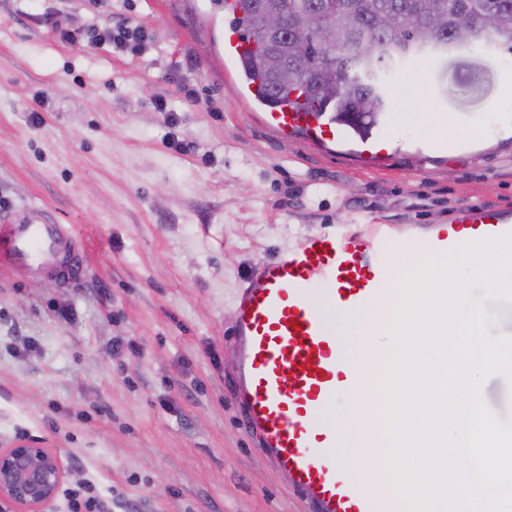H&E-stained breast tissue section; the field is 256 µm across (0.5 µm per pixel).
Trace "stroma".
I'll list each match as a JSON object with an SVG mask.
<instances>
[{
    "label": "stroma",
    "instance_id": "35a3bbf8",
    "mask_svg": "<svg viewBox=\"0 0 512 512\" xmlns=\"http://www.w3.org/2000/svg\"><path fill=\"white\" fill-rule=\"evenodd\" d=\"M53 9L75 28L129 20L149 45L61 40ZM228 22L224 0H0V215L71 225L83 254L68 283L0 269V448L60 455L52 512L84 482L111 512H311L233 398L239 288L310 234L386 224L404 240L466 204L512 210L507 49L408 63L391 122L318 143L241 100L218 53ZM426 115L480 136L425 159ZM368 136L383 152L362 153Z\"/></svg>",
    "mask_w": 512,
    "mask_h": 512
}]
</instances>
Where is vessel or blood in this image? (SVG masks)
<instances>
[{
  "instance_id": "vessel-or-blood-1",
  "label": "vessel or blood",
  "mask_w": 512,
  "mask_h": 512,
  "mask_svg": "<svg viewBox=\"0 0 512 512\" xmlns=\"http://www.w3.org/2000/svg\"><path fill=\"white\" fill-rule=\"evenodd\" d=\"M264 120L281 135L303 130L320 142L336 137L335 128L312 112L281 106ZM509 234L512 213L486 206L458 213L448 230L415 236L410 246L446 254L463 243ZM400 247L376 225L364 233L320 232L258 264L235 299L233 334L241 353L235 397L245 425L259 433L266 454L316 512H402L384 484L353 482L333 459L340 438L321 416L356 382L309 296L318 280L327 300L339 301L345 310L390 305L393 293L384 282L388 259ZM0 265L31 279L66 280L81 272L83 260L67 225L23 209L0 219Z\"/></svg>"
}]
</instances>
